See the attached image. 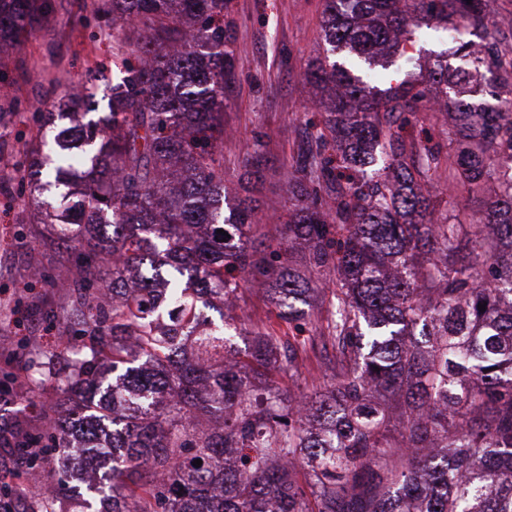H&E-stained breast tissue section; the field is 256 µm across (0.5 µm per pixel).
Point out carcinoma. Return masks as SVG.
Wrapping results in <instances>:
<instances>
[{
    "label": "carcinoma",
    "instance_id": "carcinoma-1",
    "mask_svg": "<svg viewBox=\"0 0 512 512\" xmlns=\"http://www.w3.org/2000/svg\"><path fill=\"white\" fill-rule=\"evenodd\" d=\"M90 8L121 55L108 112L61 129L48 160L35 138L11 164L31 193L43 179L77 196L36 216L38 246L74 266L60 321L68 371L44 429L14 443L40 449L31 468L77 449L87 512H512V179L499 171L512 162V100H478L512 88V28L487 36L491 0H324L328 55L304 71L320 121L276 238L256 220L260 130L224 208L231 0ZM51 10L0 0V61ZM423 26L478 37L443 52L467 67L440 61L373 92L334 60L345 52L370 71ZM95 79L38 112L42 124L94 112ZM439 96L455 110L446 152L407 133ZM443 167L453 190L486 197L479 223L460 208L434 221L429 174ZM327 276L331 307L305 311ZM248 282L269 287L295 334L257 329L229 363L238 327L224 306ZM203 308L219 322L201 330ZM315 321L336 348L331 384L286 392L273 376L298 369ZM57 358L26 363L35 384Z\"/></svg>",
    "mask_w": 512,
    "mask_h": 512
}]
</instances>
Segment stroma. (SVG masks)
<instances>
[{"label":"stroma","instance_id":"35a3bbf8","mask_svg":"<svg viewBox=\"0 0 512 512\" xmlns=\"http://www.w3.org/2000/svg\"><path fill=\"white\" fill-rule=\"evenodd\" d=\"M55 8L43 25L29 33L17 52L0 62V152L15 153L34 135L52 140L58 129L39 127L33 103L48 108L70 88L86 81L89 73L104 70L98 95H106L107 82L115 81L112 44L99 40L98 22L87 0H54ZM239 51L236 57L237 92L225 114L224 178L235 189L253 130L265 135L270 163L259 184L258 217L266 231H274L288 208L284 183L300 147L318 120L313 102L316 90L303 71L315 57L322 40V0H233ZM448 47L445 32L419 30L407 46L406 58L394 59L386 76L401 79L421 76L432 69L437 54ZM34 212L24 206L20 186L0 184V360L21 368L29 354L59 350L56 325L45 319L51 308H68L64 286L46 287L34 269L55 274L68 262L65 254L37 249L42 230ZM238 306L246 315L233 344L247 347L255 328L275 324V310L266 289L243 286ZM52 384L37 391L18 381L11 394L0 397V426L20 433L41 432L39 406L55 398Z\"/></svg>","mask_w":512,"mask_h":512}]
</instances>
